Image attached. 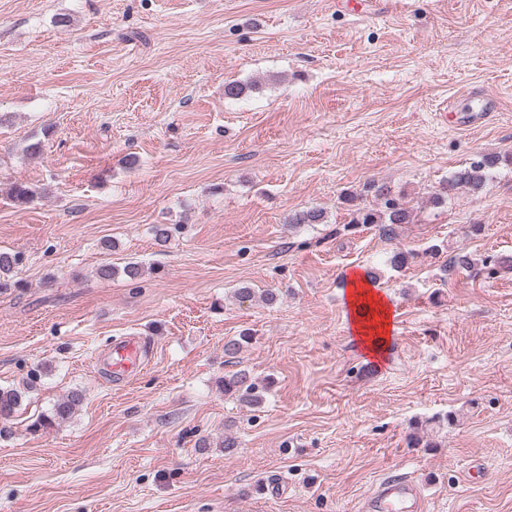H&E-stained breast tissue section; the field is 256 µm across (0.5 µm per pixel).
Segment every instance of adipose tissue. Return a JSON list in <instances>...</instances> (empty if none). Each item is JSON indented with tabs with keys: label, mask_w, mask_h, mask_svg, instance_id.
<instances>
[{
	"label": "adipose tissue",
	"mask_w": 512,
	"mask_h": 512,
	"mask_svg": "<svg viewBox=\"0 0 512 512\" xmlns=\"http://www.w3.org/2000/svg\"><path fill=\"white\" fill-rule=\"evenodd\" d=\"M347 285L346 303L352 332L366 354L379 357L390 342V304L360 272H351Z\"/></svg>",
	"instance_id": "obj_1"
}]
</instances>
